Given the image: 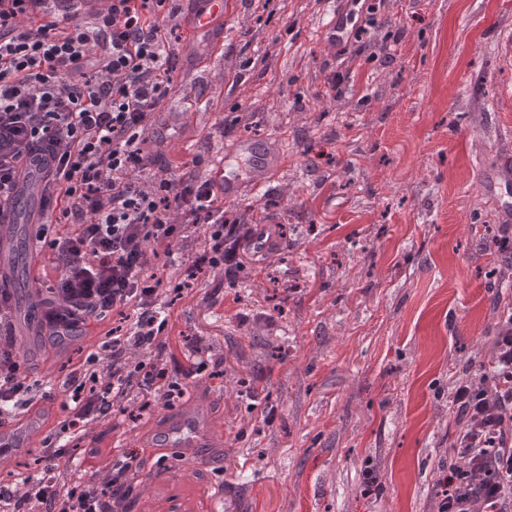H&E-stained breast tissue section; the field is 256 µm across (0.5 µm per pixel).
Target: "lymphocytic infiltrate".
<instances>
[{"instance_id":"obj_1","label":"lymphocytic infiltrate","mask_w":512,"mask_h":512,"mask_svg":"<svg viewBox=\"0 0 512 512\" xmlns=\"http://www.w3.org/2000/svg\"><path fill=\"white\" fill-rule=\"evenodd\" d=\"M39 0H0V205L12 202L19 164L47 153L54 171L40 201L37 232L54 257L41 323L52 335L98 329L100 343L57 391L27 381L10 339L0 333V422L36 399L62 396L59 434L79 441L117 413L171 401L164 366L166 297L206 267L231 283L244 217L225 209L201 161L143 180L141 141L169 94L177 29L167 0H102L93 23L78 14L40 18ZM69 224L67 233L54 224ZM201 233L199 251L175 243ZM116 315L119 326L107 323ZM491 382H458L450 404L463 423L451 449L462 459L439 483L437 512H512V316L489 351ZM135 458L106 472L0 485V512H131Z\"/></svg>"}]
</instances>
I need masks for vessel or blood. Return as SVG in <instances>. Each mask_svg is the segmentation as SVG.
I'll list each match as a JSON object with an SVG mask.
<instances>
[{
  "label": "vessel or blood",
  "mask_w": 512,
  "mask_h": 512,
  "mask_svg": "<svg viewBox=\"0 0 512 512\" xmlns=\"http://www.w3.org/2000/svg\"><path fill=\"white\" fill-rule=\"evenodd\" d=\"M193 7L187 25L193 37L201 39L211 48H220L224 40L226 0H191ZM350 0H334L323 25V39L328 46L345 41L352 21ZM287 161L278 140L251 141L228 139L224 151L217 158L209 176L219 196L227 202L241 201L257 196L278 174ZM17 203L22 207L39 200L45 183L39 164H31L20 182ZM10 213L0 214V277L14 275V256L18 249H26L28 259L25 277L30 288H37L40 279V262L36 242H20L18 231ZM200 413L185 410L170 419L148 443L158 453L191 456L194 449L217 447V435L203 430Z\"/></svg>",
  "instance_id": "1"
}]
</instances>
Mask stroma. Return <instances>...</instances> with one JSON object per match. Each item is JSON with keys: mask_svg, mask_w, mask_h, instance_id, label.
<instances>
[{"mask_svg": "<svg viewBox=\"0 0 512 512\" xmlns=\"http://www.w3.org/2000/svg\"><path fill=\"white\" fill-rule=\"evenodd\" d=\"M329 9L234 0L220 52L171 36L162 110L196 120L144 152L210 161L225 137H279L289 160L245 215L247 280L202 270L170 308L173 406L203 409L222 447L158 477L147 412L68 450L78 473L136 456L135 512L438 508L449 393L512 305V188H483L512 156V0H383L342 56L322 39ZM199 339L209 368L183 379Z\"/></svg>", "mask_w": 512, "mask_h": 512, "instance_id": "35a3bbf8", "label": "stroma"}]
</instances>
